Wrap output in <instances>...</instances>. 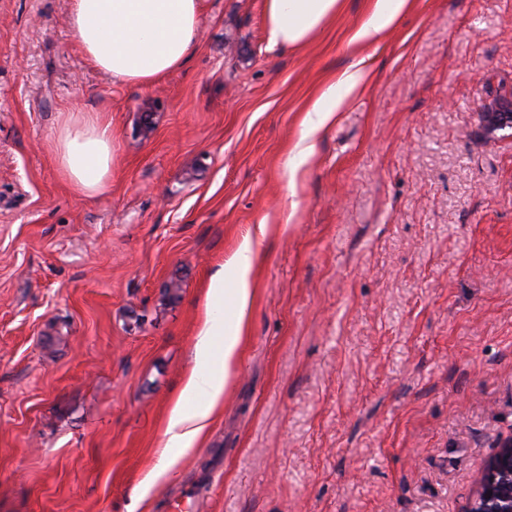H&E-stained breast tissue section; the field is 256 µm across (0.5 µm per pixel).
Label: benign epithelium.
<instances>
[{
    "label": "benign epithelium",
    "instance_id": "benign-epithelium-1",
    "mask_svg": "<svg viewBox=\"0 0 512 512\" xmlns=\"http://www.w3.org/2000/svg\"><path fill=\"white\" fill-rule=\"evenodd\" d=\"M488 128L512 127V114L486 112ZM467 512H512V437L498 443L497 451L488 459Z\"/></svg>",
    "mask_w": 512,
    "mask_h": 512
}]
</instances>
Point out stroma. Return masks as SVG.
<instances>
[{
    "label": "stroma",
    "instance_id": "stroma-1",
    "mask_svg": "<svg viewBox=\"0 0 512 512\" xmlns=\"http://www.w3.org/2000/svg\"><path fill=\"white\" fill-rule=\"evenodd\" d=\"M373 4L271 50L264 0H210L186 65L141 87L86 60L70 0H0V512H465L512 436V130L482 117L512 94V0H409L356 41ZM90 114L114 149L95 197L54 154ZM248 238L224 411L138 500ZM363 78L361 70L346 71L341 74L336 85L328 87L320 100L307 111V114L302 122L304 127L302 137L299 143L301 147L297 156V165L301 164L309 155L314 151L315 144L313 143V135L321 127H323L333 116L337 102L335 100L336 86L345 89L347 92L356 88Z\"/></svg>",
    "mask_w": 512,
    "mask_h": 512
}]
</instances>
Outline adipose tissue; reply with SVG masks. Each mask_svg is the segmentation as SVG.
<instances>
[{
  "label": "adipose tissue",
  "mask_w": 512,
  "mask_h": 512,
  "mask_svg": "<svg viewBox=\"0 0 512 512\" xmlns=\"http://www.w3.org/2000/svg\"><path fill=\"white\" fill-rule=\"evenodd\" d=\"M70 29L87 60L112 79L149 86L183 67L198 41V25L208 0H70ZM339 0H265V27L270 47L298 48L336 13ZM361 71L341 74L336 88L352 90ZM327 89L308 110L297 161L314 151L313 136L333 116L335 90ZM64 179L78 193L103 194L112 176V127L99 116L64 123L54 145ZM258 254L251 240L236 252L232 269L236 286L224 288L223 271H216L203 294L204 318L193 348V363L165 422L167 448L192 451L204 439L220 413L224 391L241 356L244 319L252 300L251 274ZM236 308L223 313L225 300Z\"/></svg>",
  "instance_id": "ef3b65f1"
}]
</instances>
